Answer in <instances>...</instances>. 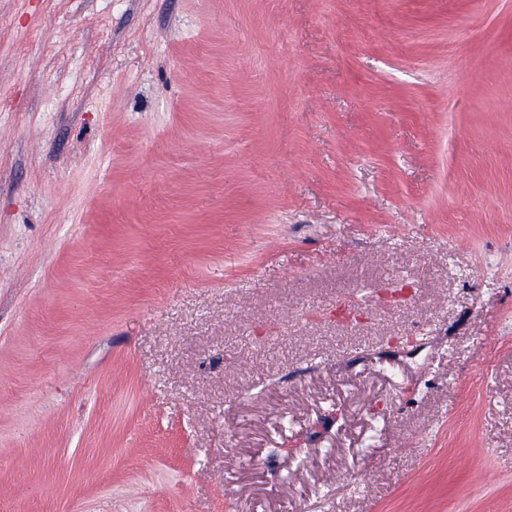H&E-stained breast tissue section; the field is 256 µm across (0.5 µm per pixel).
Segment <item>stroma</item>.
<instances>
[{
  "label": "stroma",
  "mask_w": 512,
  "mask_h": 512,
  "mask_svg": "<svg viewBox=\"0 0 512 512\" xmlns=\"http://www.w3.org/2000/svg\"><path fill=\"white\" fill-rule=\"evenodd\" d=\"M1 505L512 512V0H0Z\"/></svg>",
  "instance_id": "1"
}]
</instances>
